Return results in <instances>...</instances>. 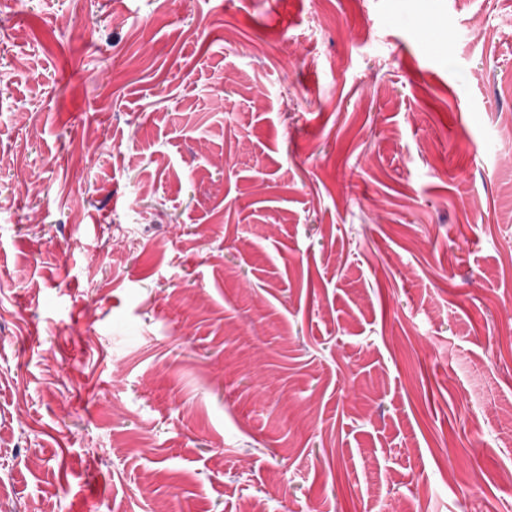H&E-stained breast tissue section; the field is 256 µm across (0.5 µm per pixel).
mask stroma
<instances>
[{
    "label": "stroma",
    "instance_id": "1",
    "mask_svg": "<svg viewBox=\"0 0 512 512\" xmlns=\"http://www.w3.org/2000/svg\"><path fill=\"white\" fill-rule=\"evenodd\" d=\"M0 26V512H512V0Z\"/></svg>",
    "mask_w": 512,
    "mask_h": 512
}]
</instances>
